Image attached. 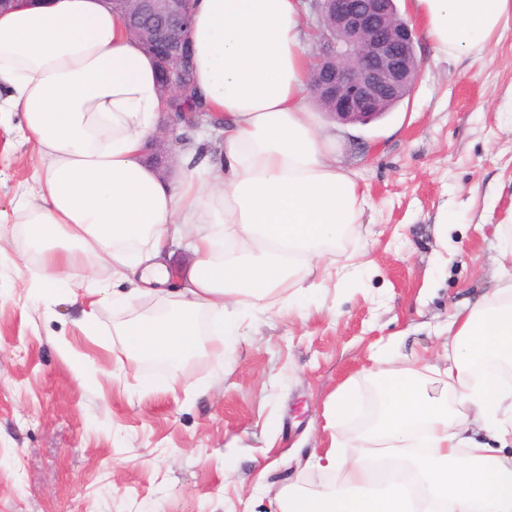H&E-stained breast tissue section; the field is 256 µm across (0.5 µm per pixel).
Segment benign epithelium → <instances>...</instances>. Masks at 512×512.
<instances>
[{
	"mask_svg": "<svg viewBox=\"0 0 512 512\" xmlns=\"http://www.w3.org/2000/svg\"><path fill=\"white\" fill-rule=\"evenodd\" d=\"M319 38L312 55L318 68L311 90L328 115L342 123L366 125L403 101L420 75L416 30L400 15L396 0H307ZM127 13L156 20L140 49L151 54L163 88L178 91L189 81L190 45L185 21L190 0H125ZM165 158L185 146L176 128H164L152 142Z\"/></svg>",
	"mask_w": 512,
	"mask_h": 512,
	"instance_id": "1",
	"label": "benign epithelium"
}]
</instances>
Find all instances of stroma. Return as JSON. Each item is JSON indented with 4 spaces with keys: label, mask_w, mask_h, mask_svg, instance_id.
<instances>
[{
    "label": "stroma",
    "mask_w": 512,
    "mask_h": 512,
    "mask_svg": "<svg viewBox=\"0 0 512 512\" xmlns=\"http://www.w3.org/2000/svg\"><path fill=\"white\" fill-rule=\"evenodd\" d=\"M416 55L421 77L396 109L330 130L366 205L325 258L356 273L308 290L300 317L265 299L239 336L206 337L171 370L128 357L121 336L161 302L105 306L89 336L80 304L43 292L14 210L35 158L19 116L0 115V512H269L289 488L336 482L305 460L334 435L356 454L379 409L370 354L397 336L401 353L438 361L512 240V25L456 58L421 34ZM347 384L362 414L334 430Z\"/></svg>",
    "instance_id": "1"
}]
</instances>
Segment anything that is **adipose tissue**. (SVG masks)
Wrapping results in <instances>:
<instances>
[{
	"label": "adipose tissue",
	"instance_id": "1",
	"mask_svg": "<svg viewBox=\"0 0 512 512\" xmlns=\"http://www.w3.org/2000/svg\"><path fill=\"white\" fill-rule=\"evenodd\" d=\"M435 51L484 49L512 18V0H411ZM193 83L224 122L218 160L180 152L163 179L144 160L167 120L157 69L106 0H37L0 14V112L18 113L37 166L18 204L38 252L43 284L81 278L94 262L123 290L89 287L76 321L91 329L100 307L130 306L156 289L172 306L124 331L138 359L180 365L199 345L195 314L237 335L245 300L300 292L336 273L324 248L361 223L355 177L331 160L314 117L304 51L312 36L303 0H192ZM184 239L191 265L170 279L167 244ZM483 300L448 324L432 393L422 369L382 379V408L364 452L345 457L338 439L313 455L342 476L340 489L289 493L288 512H512V247ZM411 472L409 493L396 473Z\"/></svg>",
	"mask_w": 512,
	"mask_h": 512
}]
</instances>
